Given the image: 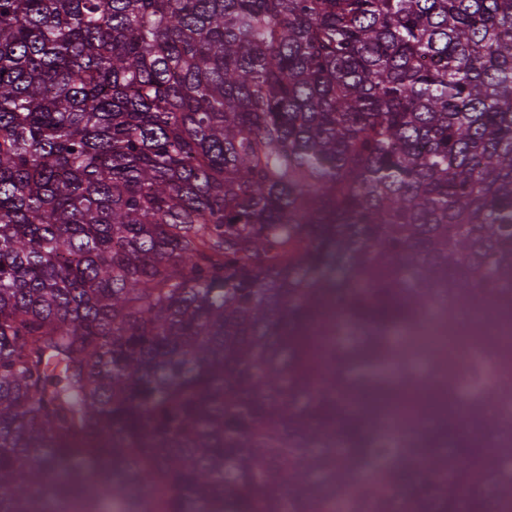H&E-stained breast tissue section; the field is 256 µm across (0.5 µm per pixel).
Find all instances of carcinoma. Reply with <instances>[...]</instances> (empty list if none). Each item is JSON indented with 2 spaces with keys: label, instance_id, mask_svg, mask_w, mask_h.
<instances>
[{
  "label": "carcinoma",
  "instance_id": "cac0c4a2",
  "mask_svg": "<svg viewBox=\"0 0 512 512\" xmlns=\"http://www.w3.org/2000/svg\"><path fill=\"white\" fill-rule=\"evenodd\" d=\"M509 402L512 0H0V512H512Z\"/></svg>",
  "mask_w": 512,
  "mask_h": 512
}]
</instances>
